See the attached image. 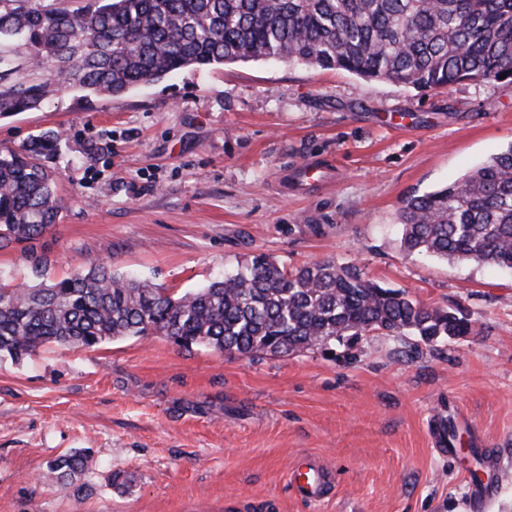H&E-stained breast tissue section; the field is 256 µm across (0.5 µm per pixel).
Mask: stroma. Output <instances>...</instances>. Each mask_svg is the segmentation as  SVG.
<instances>
[{
  "label": "stroma",
  "mask_w": 512,
  "mask_h": 512,
  "mask_svg": "<svg viewBox=\"0 0 512 512\" xmlns=\"http://www.w3.org/2000/svg\"><path fill=\"white\" fill-rule=\"evenodd\" d=\"M64 206L31 249L0 247V282L111 263L182 294L265 253L331 257L473 334L431 344L364 336L332 353L242 357L162 336L0 356V512H512V270L405 256L403 200L512 143V83L403 89L281 61L185 68L112 97L63 91L0 117V148L43 133ZM457 457L435 452L437 418ZM90 450L82 491L47 476ZM497 475L481 506L461 459ZM329 486L302 496L301 458ZM128 476L126 487L110 476Z\"/></svg>",
  "instance_id": "1"
}]
</instances>
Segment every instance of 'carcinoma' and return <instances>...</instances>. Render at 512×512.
Returning <instances> with one entry per match:
<instances>
[{
    "instance_id": "obj_1",
    "label": "carcinoma",
    "mask_w": 512,
    "mask_h": 512,
    "mask_svg": "<svg viewBox=\"0 0 512 512\" xmlns=\"http://www.w3.org/2000/svg\"><path fill=\"white\" fill-rule=\"evenodd\" d=\"M0 0V116L39 109L66 89L115 96L187 67L279 60L440 91L512 82V0ZM44 135L0 151V244L51 230L63 208L41 162ZM407 256L512 269V143L458 180L411 195L399 211ZM471 321L331 258L289 269L250 256L203 288L174 296L96 262L51 283H0V354L46 345L94 348L164 336L230 355L327 350L342 337L429 343ZM93 466L87 451L50 461L63 489Z\"/></svg>"
}]
</instances>
